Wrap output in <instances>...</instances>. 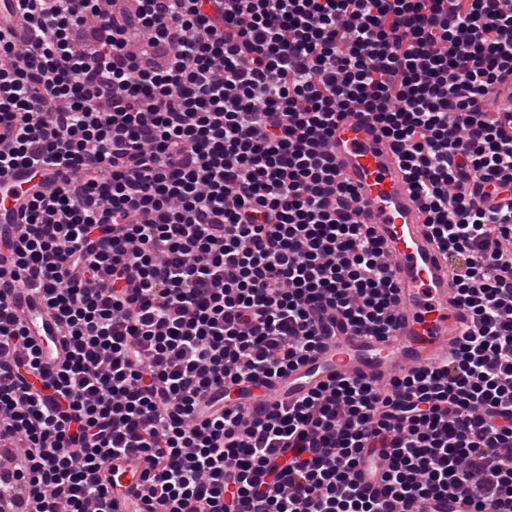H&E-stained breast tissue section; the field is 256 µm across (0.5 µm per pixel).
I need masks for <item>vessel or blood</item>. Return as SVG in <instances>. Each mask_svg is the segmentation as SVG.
I'll use <instances>...</instances> for the list:
<instances>
[{
    "mask_svg": "<svg viewBox=\"0 0 512 512\" xmlns=\"http://www.w3.org/2000/svg\"><path fill=\"white\" fill-rule=\"evenodd\" d=\"M331 153L340 176L358 194V219L370 225L393 269L397 304L386 335L369 336L337 320L336 333L324 337L320 351L290 370L254 398L225 396L224 406L238 414L241 426L275 407L286 405L334 379H355L384 387L413 370L454 357L473 329L468 311L456 300L455 277L447 252L425 224L421 203L410 190L399 156L378 126L361 110L337 121ZM34 187L30 170L0 177V239H18L23 228L20 206ZM13 308L45 361L62 352L54 314L39 290L21 287ZM142 459L104 463L102 478L118 479L112 512H162L149 504L141 475ZM408 512H472L462 497L410 503Z\"/></svg>",
    "mask_w": 512,
    "mask_h": 512,
    "instance_id": "vessel-or-blood-1",
    "label": "vessel or blood"
}]
</instances>
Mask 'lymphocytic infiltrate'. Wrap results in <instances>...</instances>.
I'll return each instance as SVG.
<instances>
[{
    "label": "lymphocytic infiltrate",
    "instance_id": "1",
    "mask_svg": "<svg viewBox=\"0 0 512 512\" xmlns=\"http://www.w3.org/2000/svg\"><path fill=\"white\" fill-rule=\"evenodd\" d=\"M0 30V176L49 165L0 286V512H109L142 458L167 512H382L512 503V0H17ZM396 149L474 333L386 387L344 379L238 428L200 410L262 385L345 319L385 335L394 284L330 152L345 112ZM498 197L485 207V195ZM53 310V365L13 315ZM41 380L30 390L28 376ZM382 461L383 498L359 483ZM407 512H471V504L465 503L460 496L447 497L442 501L422 502L415 501L406 508Z\"/></svg>",
    "mask_w": 512,
    "mask_h": 512
}]
</instances>
